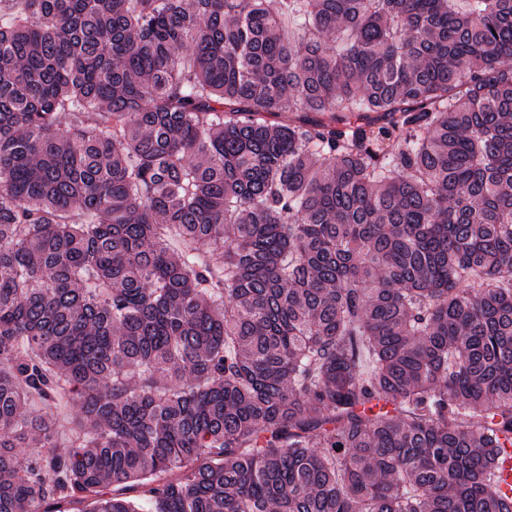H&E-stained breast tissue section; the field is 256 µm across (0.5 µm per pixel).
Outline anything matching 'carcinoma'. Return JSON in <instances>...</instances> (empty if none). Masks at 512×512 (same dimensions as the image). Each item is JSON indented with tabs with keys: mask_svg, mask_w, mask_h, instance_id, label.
I'll return each mask as SVG.
<instances>
[{
	"mask_svg": "<svg viewBox=\"0 0 512 512\" xmlns=\"http://www.w3.org/2000/svg\"><path fill=\"white\" fill-rule=\"evenodd\" d=\"M507 59L512 0H0V512H512Z\"/></svg>",
	"mask_w": 512,
	"mask_h": 512,
	"instance_id": "cac0c4a2",
	"label": "carcinoma"
}]
</instances>
